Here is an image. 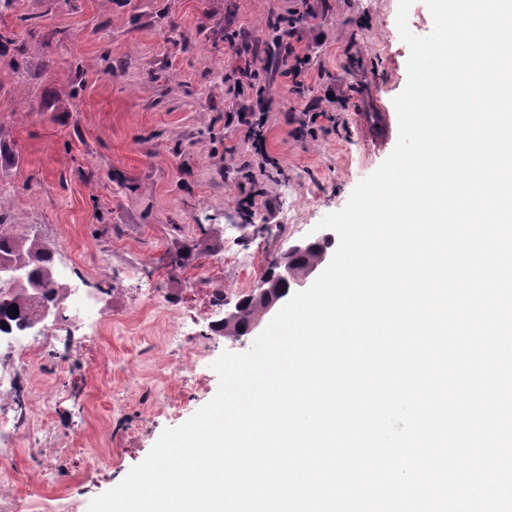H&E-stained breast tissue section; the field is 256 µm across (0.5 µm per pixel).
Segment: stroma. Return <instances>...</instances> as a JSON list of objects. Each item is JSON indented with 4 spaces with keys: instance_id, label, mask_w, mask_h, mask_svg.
Listing matches in <instances>:
<instances>
[{
    "instance_id": "1",
    "label": "stroma",
    "mask_w": 512,
    "mask_h": 512,
    "mask_svg": "<svg viewBox=\"0 0 512 512\" xmlns=\"http://www.w3.org/2000/svg\"><path fill=\"white\" fill-rule=\"evenodd\" d=\"M399 0H0V223L34 234L101 299L73 350L43 331L20 373L41 432L0 455V512L91 501L215 396L211 292L250 294L272 263L393 151L407 84ZM304 21L267 50L269 25ZM308 55L301 79L287 54ZM273 102L261 166L227 116L237 84ZM346 100L334 122L305 123ZM384 129L377 143L364 129ZM252 212L237 200L253 183ZM239 252L249 266L226 263ZM223 269L222 280L211 277ZM195 322L170 344L173 316ZM50 392L43 407L37 394Z\"/></svg>"
}]
</instances>
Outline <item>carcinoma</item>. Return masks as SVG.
Masks as SVG:
<instances>
[{
  "label": "carcinoma",
  "instance_id": "1",
  "mask_svg": "<svg viewBox=\"0 0 512 512\" xmlns=\"http://www.w3.org/2000/svg\"><path fill=\"white\" fill-rule=\"evenodd\" d=\"M0 256H8L34 270L43 281L42 298L33 299L23 288L13 287L9 296L0 298V329L3 325H13L20 329L39 320L44 303L52 302L63 290L55 277L51 265L49 245L36 235L21 234L13 224H0ZM17 305V312L12 314L8 307ZM261 305L249 302L242 320L224 328V336L235 339L247 335L250 321L259 315Z\"/></svg>",
  "mask_w": 512,
  "mask_h": 512
}]
</instances>
